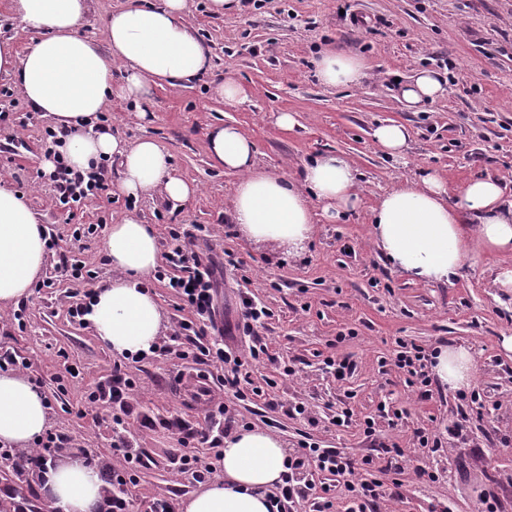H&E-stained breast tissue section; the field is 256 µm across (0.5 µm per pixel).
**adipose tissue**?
I'll list each match as a JSON object with an SVG mask.
<instances>
[{
	"label": "adipose tissue",
	"instance_id": "ef3b65f1",
	"mask_svg": "<svg viewBox=\"0 0 512 512\" xmlns=\"http://www.w3.org/2000/svg\"><path fill=\"white\" fill-rule=\"evenodd\" d=\"M39 37L25 48L0 38V74L14 77L25 100L69 131L60 149L65 160L87 170L105 160L119 164L118 191L131 199L154 194L176 203L197 188L178 176L168 151L154 138L128 141L98 129L97 116L112 99L139 101L150 87L189 82L206 75L211 50L185 19L187 0H130L105 22L106 46L82 34L91 0H0ZM330 87L358 83L363 63L338 50L315 61ZM445 93L435 73L421 70L400 85L403 102L420 109ZM208 151L235 174L230 214L249 242L297 251L312 238L316 218L340 221L360 201V172L348 158L322 153L305 163L300 178L259 167L252 139L230 123L211 125ZM489 175L466 181L456 193L433 170L385 192L372 212V235L391 266L426 283H446L478 253L512 255V205ZM48 232L23 193L0 182V310L31 296L48 258ZM104 252L118 276L95 290L86 316L113 352L146 351L162 332L163 316L144 286L160 263L154 225L127 216L110 225ZM476 364L464 347H440L432 372L441 384L469 387ZM45 397L26 375L0 373V443L28 447L47 427ZM286 444L267 430L235 433L224 441L218 480L190 493L181 512H268L266 494L279 481ZM51 512H102L106 499L97 470L64 457L42 472Z\"/></svg>",
	"mask_w": 512,
	"mask_h": 512
}]
</instances>
